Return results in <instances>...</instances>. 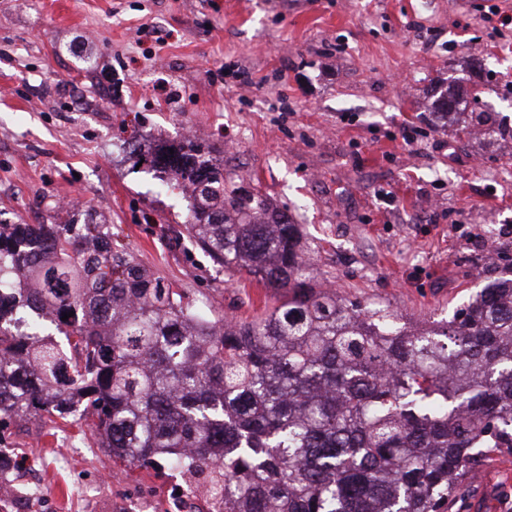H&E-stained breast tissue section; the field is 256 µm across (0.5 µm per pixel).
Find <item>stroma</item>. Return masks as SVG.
<instances>
[{
    "instance_id": "35a3bbf8",
    "label": "stroma",
    "mask_w": 512,
    "mask_h": 512,
    "mask_svg": "<svg viewBox=\"0 0 512 512\" xmlns=\"http://www.w3.org/2000/svg\"><path fill=\"white\" fill-rule=\"evenodd\" d=\"M512 0H0V222L94 206L198 305L245 318L274 291L191 247L188 202L146 164L209 130L224 170L299 224L317 287L451 317L512 252V139L435 104L480 88L512 126ZM167 86L172 100L158 98ZM413 136L406 146L404 136ZM12 501L37 512H168L182 474L118 463L82 423L13 430ZM449 512H512V448L489 449Z\"/></svg>"
}]
</instances>
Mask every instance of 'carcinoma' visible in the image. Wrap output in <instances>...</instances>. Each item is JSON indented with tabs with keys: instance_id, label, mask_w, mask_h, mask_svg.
<instances>
[{
	"instance_id": "1",
	"label": "carcinoma",
	"mask_w": 512,
	"mask_h": 512,
	"mask_svg": "<svg viewBox=\"0 0 512 512\" xmlns=\"http://www.w3.org/2000/svg\"><path fill=\"white\" fill-rule=\"evenodd\" d=\"M215 152L186 140L150 164L190 189L195 247L279 301L205 316L93 210L0 224V443L11 422L89 420L214 512H448L482 451L512 448V278L425 327L317 288L299 225Z\"/></svg>"
}]
</instances>
